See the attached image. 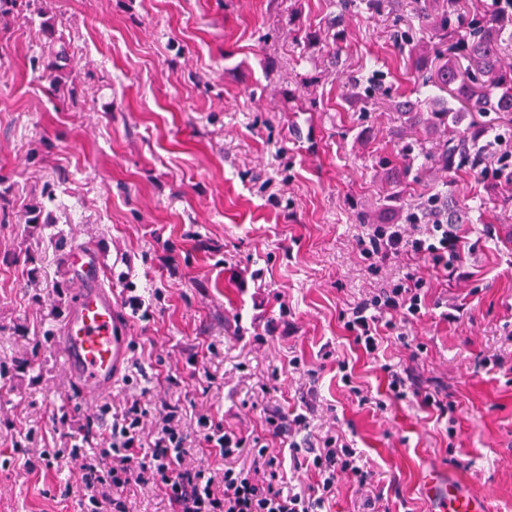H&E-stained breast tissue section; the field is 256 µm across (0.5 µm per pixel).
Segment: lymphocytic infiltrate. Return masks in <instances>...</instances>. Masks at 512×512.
I'll return each instance as SVG.
<instances>
[{
  "mask_svg": "<svg viewBox=\"0 0 512 512\" xmlns=\"http://www.w3.org/2000/svg\"><path fill=\"white\" fill-rule=\"evenodd\" d=\"M459 249V236L440 220L423 228L379 224L363 242L367 255L404 251L431 258L444 272L453 269ZM421 288V282L400 281L353 307L344 326L355 343L366 353H375L382 341L384 316L420 317ZM146 415V408L136 399L113 413L112 431L100 443L74 436L67 449H42L39 457L44 465H53L64 456L73 464L72 476L58 486L60 495L80 491L91 512H103L107 507L112 512H130L126 492L142 484L162 491L169 512H325L336 496L340 477L363 473L350 444L343 436L330 433L324 436L321 448L304 460L317 476L315 485L292 483L285 479L283 463L273 449L248 443L208 414L197 417L196 431L214 465L195 466L188 461L190 436L184 430L179 406H165L150 428L144 423ZM246 451L253 456L252 467H237L236 458Z\"/></svg>",
  "mask_w": 512,
  "mask_h": 512,
  "instance_id": "1",
  "label": "lymphocytic infiltrate"
}]
</instances>
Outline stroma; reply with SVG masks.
<instances>
[{"label": "stroma", "mask_w": 512, "mask_h": 512, "mask_svg": "<svg viewBox=\"0 0 512 512\" xmlns=\"http://www.w3.org/2000/svg\"><path fill=\"white\" fill-rule=\"evenodd\" d=\"M47 2L62 42L0 16V512H84L80 494L55 495L67 462L31 470L14 448L30 432L68 447L77 423L107 432L136 398L179 401L189 428L210 412L276 449L269 415L309 413L308 442L342 434L365 472L340 478L330 512H364L369 497L378 512H430V468L512 512V383L494 364L512 361V185L436 172L423 155L434 135L399 136L390 101H343L346 75L374 68L394 94L427 96L393 40L412 0L349 16L338 70L295 41L337 0ZM60 51L68 87L54 92L32 61ZM386 159L410 166L405 203L466 201L455 275L363 253L357 215L382 204ZM80 243L101 251L120 300L132 284L144 301L127 376L85 404L54 338L74 286L63 259ZM406 278L423 283L422 316L366 354L343 313ZM390 368L410 395L388 396Z\"/></svg>", "instance_id": "stroma-1"}]
</instances>
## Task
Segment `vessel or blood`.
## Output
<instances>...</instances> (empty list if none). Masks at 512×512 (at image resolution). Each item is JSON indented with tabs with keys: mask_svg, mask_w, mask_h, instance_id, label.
I'll return each instance as SVG.
<instances>
[{
	"mask_svg": "<svg viewBox=\"0 0 512 512\" xmlns=\"http://www.w3.org/2000/svg\"><path fill=\"white\" fill-rule=\"evenodd\" d=\"M76 287L58 331L57 344L74 393L85 402L111 394L131 361L132 328L115 288L103 280L99 257L81 246L67 253ZM432 512H487L482 494L464 489L453 477L430 473L423 483Z\"/></svg>",
	"mask_w": 512,
	"mask_h": 512,
	"instance_id": "obj_1",
	"label": "vessel or blood"
}]
</instances>
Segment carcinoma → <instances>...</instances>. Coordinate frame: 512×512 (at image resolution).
Listing matches in <instances>:
<instances>
[{"instance_id":"obj_1","label":"carcinoma","mask_w":512,"mask_h":512,"mask_svg":"<svg viewBox=\"0 0 512 512\" xmlns=\"http://www.w3.org/2000/svg\"><path fill=\"white\" fill-rule=\"evenodd\" d=\"M39 0H0V14L24 11L39 18L41 32L55 35L54 21L46 18L47 8ZM397 0H338V13L330 22L335 30L333 41L342 38L338 27L345 23L350 10L377 13ZM415 18L418 28L400 32V45L413 59L418 84L431 87L435 95L425 102L400 96L394 109L403 119V133L442 131L426 160L439 172L455 173L463 167L478 171L493 181L512 182V150L503 146L495 152L485 148L493 126L483 117L496 112L512 123V66L504 63L512 49V0H492L479 6L469 0H416ZM40 79L50 88L62 80L53 61L41 63ZM345 84L352 89L349 99L360 103L391 96L384 75L370 73L366 77H348ZM408 169L396 168L386 175L391 191L386 204L359 218L369 224H400L415 217L431 224L442 214L441 196H432L407 205L394 189L406 178Z\"/></svg>"}]
</instances>
